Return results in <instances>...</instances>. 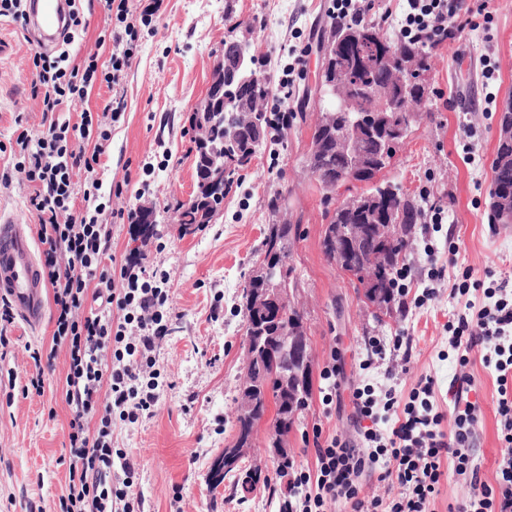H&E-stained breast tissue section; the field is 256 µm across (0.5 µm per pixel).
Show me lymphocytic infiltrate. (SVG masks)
<instances>
[{
	"label": "lymphocytic infiltrate",
	"mask_w": 512,
	"mask_h": 512,
	"mask_svg": "<svg viewBox=\"0 0 512 512\" xmlns=\"http://www.w3.org/2000/svg\"><path fill=\"white\" fill-rule=\"evenodd\" d=\"M107 7L112 54L106 67L93 55L75 64L65 50L35 54L34 91L51 120L39 132H19L10 144L9 165L0 171V183L10 184L18 171L32 188L28 203L43 246L40 272L53 290L56 311L53 339L70 343L64 390L74 460L60 512H140L137 464L113 446L112 427L137 422L157 404L154 350L167 334L169 315L168 272L132 261L109 265L101 186L74 179L106 154L111 133L92 112L74 121L63 108L86 98L96 82L120 85L138 50L136 24L155 13L151 7L134 12L130 0H107ZM471 11L468 0H399L398 32L434 49L460 32L458 18ZM473 287L493 304L478 308L467 301L448 327V346L460 366L477 359L497 375V433L507 452L498 462L495 485L482 480L472 452L480 411L469 399L472 377L454 376L452 409L445 412L436 402L433 379L423 375L404 400L392 388L380 398L371 388L354 389L363 423L359 444L338 435L314 438L315 467L289 465L293 491L279 512H327L332 502L342 503L345 512H433L447 459L471 486L469 497L448 512H512V292L502 283L484 284L466 269L450 293L466 297ZM89 298L99 306L86 316L82 309ZM447 419L448 432L442 428ZM366 472L398 486V493L362 495L358 479Z\"/></svg>",
	"instance_id": "1"
}]
</instances>
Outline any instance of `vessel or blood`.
<instances>
[{
	"instance_id": "1",
	"label": "vessel or blood",
	"mask_w": 512,
	"mask_h": 512,
	"mask_svg": "<svg viewBox=\"0 0 512 512\" xmlns=\"http://www.w3.org/2000/svg\"><path fill=\"white\" fill-rule=\"evenodd\" d=\"M66 0H29L27 26L39 48L53 46L62 29ZM36 328L46 317L44 284L39 274L29 225L0 211V297Z\"/></svg>"
}]
</instances>
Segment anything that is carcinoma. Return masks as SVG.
Here are the masks:
<instances>
[{"label":"carcinoma","instance_id":"1","mask_svg":"<svg viewBox=\"0 0 512 512\" xmlns=\"http://www.w3.org/2000/svg\"><path fill=\"white\" fill-rule=\"evenodd\" d=\"M325 56H343L347 63V82L342 94L354 114L372 113L378 122L386 125L397 121L403 114L412 111V105H420L427 98L426 84L413 87L405 96L395 93L396 72L414 64L425 73L429 70L430 50L420 42L408 41L397 36H389L379 23L354 20L331 21L329 35L324 45ZM224 63L232 64L242 51L238 35L224 39ZM387 90L392 101L386 102L381 91ZM273 93L270 81L258 85L247 71L225 70L224 89H215L213 95L224 98V104L216 112L196 110L190 116V128L205 124L217 154L224 157L230 171L224 180L222 194H227L234 183V176L247 169L256 157L262 140L271 129V121L263 104ZM336 117L327 126H316L312 135L310 156L314 163L310 171L325 191L335 187V182L343 173H350V179L363 182L367 189L358 195L365 201L362 209L351 208L344 201L334 210L326 212L327 228L323 239L326 257L340 268L352 273V258L337 246L336 230L343 224H400L399 237L383 239L374 231L365 232L359 245L357 262L365 263L373 269L375 283L371 288L364 287L363 278H357L363 286L366 301L374 299L391 310L394 301L392 276L399 264L404 261L408 248V233L417 223L421 210L403 191L400 184L377 176L384 170L378 165L377 157L382 142L366 137L360 140L359 149L366 157L363 167L349 172L351 161L337 149L336 133L345 122L341 110H335ZM492 184L512 187V139L498 140L495 158L492 162ZM213 194L203 190L201 196L182 203L178 207V223L185 230L197 231L214 220ZM297 237V228L292 224H271L263 239L260 256L279 263L292 274L288 264L291 240ZM262 284L248 278L242 292L245 314V341L256 343L261 336L280 337L288 332L302 336L305 333L304 314L296 308L283 306L270 315H264L256 307L258 292ZM296 369L288 351L276 344L268 346L265 353L257 355L247 365L246 379L251 381L247 396L252 408L237 412L235 437L237 443L253 442L256 427L266 414L268 403L275 405L273 421L275 439L271 447L278 449L277 457L288 460L285 437L295 423V410L288 405V397L281 388V379ZM246 467L237 465L230 470L218 464L212 466L213 484L218 486L226 479L232 480L234 487H240L238 477Z\"/></svg>","mask_w":512,"mask_h":512}]
</instances>
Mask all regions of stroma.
I'll return each instance as SVG.
<instances>
[{
  "label": "stroma",
  "mask_w": 512,
  "mask_h": 512,
  "mask_svg": "<svg viewBox=\"0 0 512 512\" xmlns=\"http://www.w3.org/2000/svg\"><path fill=\"white\" fill-rule=\"evenodd\" d=\"M484 2V11L462 17L463 30L455 39L433 50L426 75L428 113L382 172L421 209L448 214L441 231L426 235L420 223L410 233L405 263L415 296L427 280L423 247L429 241L443 259L449 242H456L457 267L474 278L491 273L512 282V231L494 228L488 209L496 112L512 98V0ZM228 4L233 7L229 13L224 10ZM329 6V0H162L151 23L138 28L139 53L119 91L98 85L69 107L76 118L86 110L103 112L113 99H121L116 119L107 123L111 152L92 172L112 192V212L106 217L111 253L116 260L131 259L170 275V332L155 350L165 386L152 414L117 426L112 434L115 447L126 449L137 463L144 512H278L287 481L277 475L269 448L271 420L258 426L249 458L261 467L266 483L246 494L228 481L213 485L210 476L214 459L235 434L236 399L245 376L241 294L268 225L299 227L289 259L296 277L292 302L306 318L311 378L307 405L288 435L290 461L314 467L306 442L317 427L326 436L358 440L356 387H392L404 397L427 374L435 381L439 405L451 399L448 388L458 370L447 325L465 302L482 303V291L453 298L443 280L436 297L423 306L396 302L391 314L379 318L355 279L323 252L327 205L306 165L320 114L315 106H302L301 99L318 78L315 31L329 23ZM79 8L88 27L71 44V58L80 62L93 55L107 61L105 0H81ZM249 21L256 24L254 46L270 80H277L284 65L295 66L288 127L278 141L266 142L251 168L236 175L212 224L185 234L176 205L195 188L189 117L206 91L225 38L235 23ZM0 37L10 45L0 58V144L5 145L17 129L42 130L44 119L33 93L37 47L30 33L24 23L0 20ZM486 56L498 68L490 82L482 76ZM466 121L477 131L470 159L462 151ZM274 199L279 202L275 211L269 208ZM144 206L153 208L157 229L147 241L136 239L133 220ZM53 330L50 318L36 331L18 320L7 327L11 343L0 355V512H57L69 481L73 450L63 396L69 350L53 343ZM403 331L414 339L408 366L389 357L361 369L370 337ZM31 345L51 354L53 369L45 376L43 395L26 397L21 388L32 368ZM335 351L342 357L344 380L339 398L326 406L319 374ZM468 372L474 379L470 397L481 407L474 456L482 479L492 484L505 452L497 436L496 375L478 362Z\"/></svg>",
  "instance_id": "stroma-1"
}]
</instances>
